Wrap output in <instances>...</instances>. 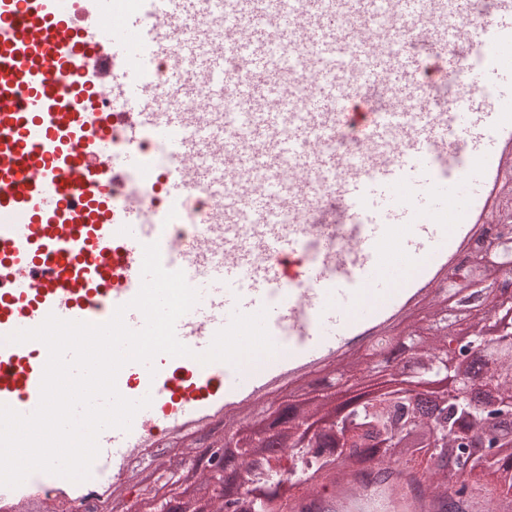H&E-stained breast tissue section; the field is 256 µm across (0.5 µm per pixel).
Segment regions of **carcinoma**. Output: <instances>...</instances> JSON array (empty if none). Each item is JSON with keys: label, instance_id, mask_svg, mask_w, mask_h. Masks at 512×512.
<instances>
[{"label": "carcinoma", "instance_id": "carcinoma-1", "mask_svg": "<svg viewBox=\"0 0 512 512\" xmlns=\"http://www.w3.org/2000/svg\"><path fill=\"white\" fill-rule=\"evenodd\" d=\"M450 340H438L429 348L415 355L423 374L436 368L438 355L446 353ZM485 346L484 356L492 358L503 367H512V330L487 340L477 334L461 349ZM494 382L498 399L491 402L489 411L479 410L466 398H456L435 417L420 413L413 396L404 390L385 391L379 394H360L348 400L343 420L336 423V430L345 423L352 425L358 438V447L343 457L337 446L317 448L287 447L283 474L270 470L264 457H255L246 451L241 454V466L247 472V480L241 497L224 502L233 512H272L282 498L283 484L295 476L311 474L314 478L336 484L333 470L342 466L353 471H366L368 466L378 469L371 472L373 478L384 482L392 471L389 464H399L409 469L411 486L422 493L425 484L437 480L436 495L445 501L444 512H465L462 497L468 490H477L498 504L512 506V406L503 401L512 399V380L502 381L491 375L475 380L469 388H485ZM498 418L500 434L491 448L468 444L464 450L457 445L455 433L474 429L484 416ZM455 469L468 476V482L448 490V470Z\"/></svg>", "mask_w": 512, "mask_h": 512}]
</instances>
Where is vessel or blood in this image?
<instances>
[{"label": "vessel or blood", "instance_id": "b4317fda", "mask_svg": "<svg viewBox=\"0 0 512 512\" xmlns=\"http://www.w3.org/2000/svg\"><path fill=\"white\" fill-rule=\"evenodd\" d=\"M398 23L367 31L348 15L377 0H145L112 16V0H0V404L28 414L40 401L48 358L38 341L6 337L48 315L104 323L127 305L126 325H144L129 308L142 282L143 247L160 246L165 269L194 275L198 303L176 323L191 357L149 373L129 363L132 400L150 397L130 430H103L99 469L143 447L158 426L175 427L249 390V369L220 378L200 363L233 311L267 309V328L288 325L299 354L314 356L393 306L404 289L446 254L480 201L496 163L494 131L512 128V0H494L489 20L461 33L449 15L463 0H394ZM420 50H413L411 42ZM436 53L441 79L458 85L465 59L482 67L466 106L402 109L419 91L423 51ZM166 63V83L140 75ZM237 63L233 93L224 79ZM312 83L295 93L293 83ZM378 84L396 107L365 126L366 157L327 152L344 103ZM126 148L112 152V130ZM165 132L170 166L165 208L139 201L113 207L112 191L131 175L151 182L140 144ZM204 190L214 207L194 236L173 235L184 199ZM325 210L312 207L313 198ZM311 223L354 224L352 257L335 274L303 270L313 298L268 297L279 271L263 263L284 238L281 211ZM250 289H238L244 274ZM310 495L325 512H434L401 472L380 482L346 474Z\"/></svg>", "mask_w": 512, "mask_h": 512}]
</instances>
